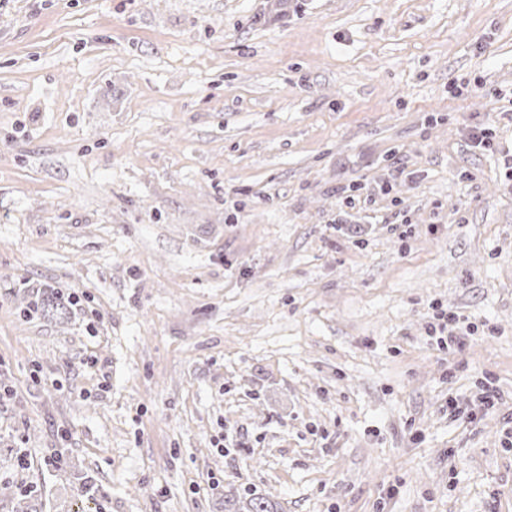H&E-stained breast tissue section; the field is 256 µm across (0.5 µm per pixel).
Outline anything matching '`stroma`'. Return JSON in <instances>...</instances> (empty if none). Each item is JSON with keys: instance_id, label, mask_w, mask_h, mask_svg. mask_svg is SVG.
Segmentation results:
<instances>
[{"instance_id": "obj_1", "label": "stroma", "mask_w": 512, "mask_h": 512, "mask_svg": "<svg viewBox=\"0 0 512 512\" xmlns=\"http://www.w3.org/2000/svg\"><path fill=\"white\" fill-rule=\"evenodd\" d=\"M511 419L512 0H0V512H512ZM432 309L434 311L433 319L436 320L437 323L432 326L431 334L439 335L437 344L442 349L451 350L463 348L470 341L474 340L473 336H490L493 331L492 328L484 325L486 329L482 328L481 334L478 335V326L467 323L464 327L465 330L463 329L460 333H454V329L459 328L458 325L460 322H465L463 320L461 321V316L447 309L445 310L436 304L432 305ZM459 329L461 330L462 328ZM231 508L224 505V512H279L273 501L265 497L250 495L249 497L239 498L235 503L230 504Z\"/></svg>"}]
</instances>
